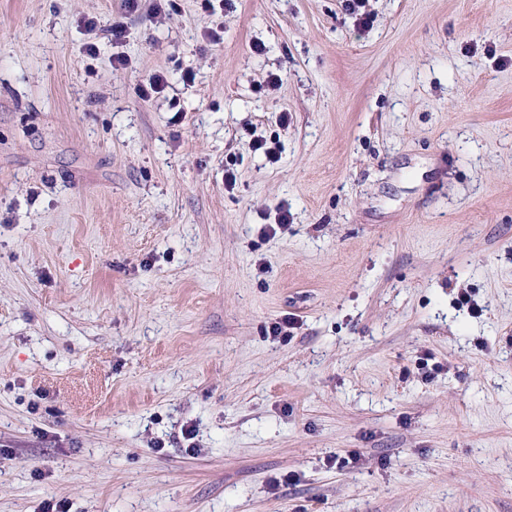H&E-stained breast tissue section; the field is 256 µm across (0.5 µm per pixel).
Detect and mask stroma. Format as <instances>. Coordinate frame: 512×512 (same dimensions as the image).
<instances>
[{
	"mask_svg": "<svg viewBox=\"0 0 512 512\" xmlns=\"http://www.w3.org/2000/svg\"><path fill=\"white\" fill-rule=\"evenodd\" d=\"M365 10L0 0V512H512V0Z\"/></svg>",
	"mask_w": 512,
	"mask_h": 512,
	"instance_id": "obj_1",
	"label": "stroma"
}]
</instances>
